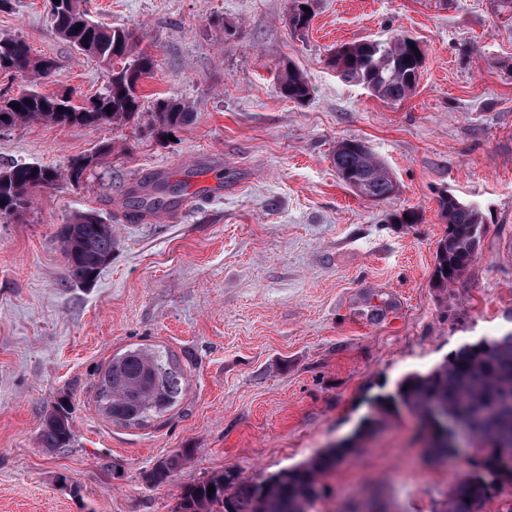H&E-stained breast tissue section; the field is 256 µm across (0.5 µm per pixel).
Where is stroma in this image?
I'll return each instance as SVG.
<instances>
[{"label": "stroma", "instance_id": "obj_1", "mask_svg": "<svg viewBox=\"0 0 512 512\" xmlns=\"http://www.w3.org/2000/svg\"><path fill=\"white\" fill-rule=\"evenodd\" d=\"M307 32L289 0H89L93 19L134 30L158 65L138 120L100 128L30 122L0 133V163L61 177L16 221L0 222V512H176L184 487L230 470L258 480L348 437L373 398L467 342L512 330V19L492 0H313ZM54 60L46 78L0 71V93L30 85L83 104L107 67L51 28L44 0H10L0 35ZM407 34L425 54L413 93L391 105L337 78L332 50ZM293 64L311 96L284 98ZM191 104L174 139L150 131L157 99ZM368 145L398 192L345 187L333 154ZM114 145L79 183L72 158ZM163 178L181 221L140 216L133 190ZM476 204L474 262L435 288L438 198ZM418 211L416 224L394 217ZM79 212L116 229L91 284L65 279L58 231ZM177 356L185 393L127 427L99 411L94 384L132 348ZM73 402L74 436L39 444L45 412ZM417 422L388 416L327 474L318 512H436L474 449L423 465ZM178 457L168 481L148 476Z\"/></svg>", "mask_w": 512, "mask_h": 512}]
</instances>
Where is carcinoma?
<instances>
[{
	"label": "carcinoma",
	"mask_w": 512,
	"mask_h": 512,
	"mask_svg": "<svg viewBox=\"0 0 512 512\" xmlns=\"http://www.w3.org/2000/svg\"><path fill=\"white\" fill-rule=\"evenodd\" d=\"M87 0H46L47 12L57 34L80 54L94 58L109 69L104 92L83 105L64 95L46 96L29 86L12 95L0 96V131L42 121L56 125L102 127L126 125L139 116L143 78L155 68L146 52L132 55L135 33L122 27H107L91 20ZM288 23L298 32L309 27L310 0H291ZM418 41L401 35L386 42L373 40L346 43L336 48L329 64L344 82L365 87L384 102H400L412 94L424 64V52L412 46ZM134 59H129V56ZM54 68L51 59L33 55L21 38L0 35V70L47 77ZM282 95L293 101L310 97L304 74L291 65L281 69ZM111 112H106L105 107ZM194 112L178 100L156 102L151 132L169 136L193 121ZM336 174L351 188L367 191L375 201L386 200L398 189L386 164L364 144L349 140L333 155ZM87 173L85 157L71 160L67 176L80 182ZM60 174L50 167L25 163L0 165V217H17L29 209L32 194L56 184ZM439 209L448 229L438 241L433 272L434 286L448 289L473 262L482 233V216L472 204L445 194ZM60 242L67 280L90 284L112 261L116 244L113 225L95 213L73 215L62 226ZM186 374L177 358L156 350L136 349L115 355L99 375L98 408L113 421L139 426L163 416L181 399ZM436 425L433 412L467 418L471 444L485 450L479 462L450 488L438 512H486V506L512 488V331L499 337L466 343L443 362L424 373L407 375L395 391L375 398V415L364 418L353 432L363 438L373 424L400 408ZM73 438L72 403L65 397L43 416L39 441L48 450L66 448ZM355 449L331 446L300 463L259 481L241 480L231 471L190 485L181 495L179 512H315L323 494L322 479ZM179 463L172 457L151 474L164 483ZM215 492L207 494L209 487Z\"/></svg>",
	"instance_id": "obj_1"
}]
</instances>
